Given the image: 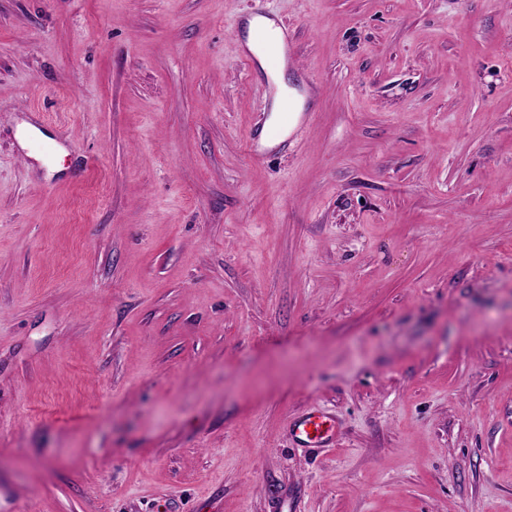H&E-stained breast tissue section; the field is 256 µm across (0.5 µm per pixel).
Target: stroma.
Returning a JSON list of instances; mask_svg holds the SVG:
<instances>
[{
    "mask_svg": "<svg viewBox=\"0 0 512 512\" xmlns=\"http://www.w3.org/2000/svg\"><path fill=\"white\" fill-rule=\"evenodd\" d=\"M164 504L512 512V0H0V512ZM273 21L272 14L259 5L248 17L241 19L235 28L236 36L241 28L249 29L250 23L253 22L255 29V41L250 42L248 39L242 45L239 51V58L245 67L247 74L251 78H258L264 81L269 87L267 96V107L273 110L277 107L283 114L284 120L281 124H252L245 141L247 155L252 159L263 157L265 145L273 144L276 147H285L288 145L289 136L295 131L298 125L308 121L310 112H299L301 109V101L297 100L296 95L291 94L294 99L295 112H290L291 101L288 97L277 98L272 97L274 87L270 81V75L281 70L288 69V65L292 63L294 51L288 31L282 29V34L275 41L267 43L264 40L265 28L261 24L265 20ZM290 131V134H288ZM288 429L299 448H332L336 443V421L319 410L297 417Z\"/></svg>",
    "mask_w": 512,
    "mask_h": 512,
    "instance_id": "stroma-1",
    "label": "stroma"
}]
</instances>
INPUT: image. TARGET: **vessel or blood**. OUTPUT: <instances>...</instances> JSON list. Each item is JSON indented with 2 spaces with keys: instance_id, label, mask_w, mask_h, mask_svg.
<instances>
[{
  "instance_id": "vessel-or-blood-1",
  "label": "vessel or blood",
  "mask_w": 512,
  "mask_h": 512,
  "mask_svg": "<svg viewBox=\"0 0 512 512\" xmlns=\"http://www.w3.org/2000/svg\"><path fill=\"white\" fill-rule=\"evenodd\" d=\"M270 13L262 7L255 8L249 17L240 20L242 28H254L253 42L244 43L239 58L250 77L269 81L271 74L287 68L293 61V45L288 36H280L273 42H265L263 23ZM268 108L279 109L284 120L279 124L251 125L245 141L248 156L253 159L263 157L265 145L286 146L289 134L298 125L306 123L308 113H293L288 98L268 97ZM289 432L296 446L301 448H330L336 442V422L322 411L314 410L302 414L288 425Z\"/></svg>"
}]
</instances>
